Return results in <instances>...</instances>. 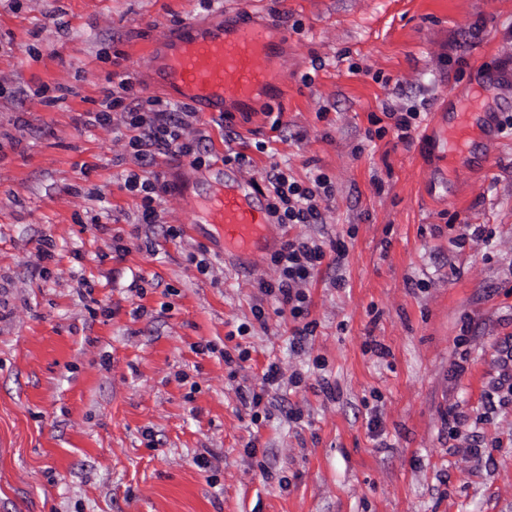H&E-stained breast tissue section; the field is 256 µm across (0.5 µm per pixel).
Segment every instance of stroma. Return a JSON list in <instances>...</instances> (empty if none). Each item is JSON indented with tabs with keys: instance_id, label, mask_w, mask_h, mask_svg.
<instances>
[{
	"instance_id": "obj_1",
	"label": "stroma",
	"mask_w": 512,
	"mask_h": 512,
	"mask_svg": "<svg viewBox=\"0 0 512 512\" xmlns=\"http://www.w3.org/2000/svg\"><path fill=\"white\" fill-rule=\"evenodd\" d=\"M241 9L284 31L281 79L190 123L254 178L330 182L323 223L271 243L347 247L308 285L302 350L257 286L270 253L195 223L206 167L158 156L140 224L124 139L88 122L121 81L149 93L163 31ZM469 92L512 121V0H0V512H512V405L485 403L512 344V132L453 163L428 133ZM413 106L400 138L385 110ZM271 361L304 381L257 417L240 394Z\"/></svg>"
}]
</instances>
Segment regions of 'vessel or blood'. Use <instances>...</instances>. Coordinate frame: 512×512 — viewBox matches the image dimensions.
<instances>
[{"label": "vessel or blood", "mask_w": 512, "mask_h": 512, "mask_svg": "<svg viewBox=\"0 0 512 512\" xmlns=\"http://www.w3.org/2000/svg\"><path fill=\"white\" fill-rule=\"evenodd\" d=\"M151 54L150 84L163 85L195 112L214 116L226 112L228 106H245L268 94L279 76L280 41L270 22L188 21L176 34L161 35ZM476 127L487 139H494L497 127L492 114L473 98L439 133L449 158L462 157L470 131ZM215 172L223 177L224 187L209 197L201 223L220 225L225 242L236 254L262 253L274 234L265 191L258 184L242 181L235 163L220 162Z\"/></svg>", "instance_id": "b4317fda"}]
</instances>
